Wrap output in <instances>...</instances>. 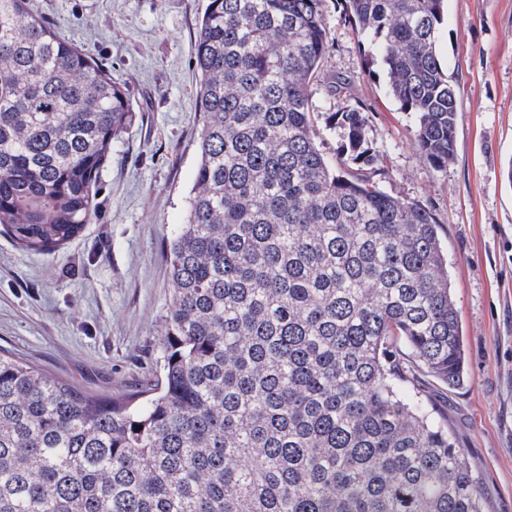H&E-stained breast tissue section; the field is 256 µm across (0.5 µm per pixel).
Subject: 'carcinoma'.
I'll list each match as a JSON object with an SVG mask.
<instances>
[{
    "label": "carcinoma",
    "instance_id": "carcinoma-1",
    "mask_svg": "<svg viewBox=\"0 0 512 512\" xmlns=\"http://www.w3.org/2000/svg\"><path fill=\"white\" fill-rule=\"evenodd\" d=\"M325 2L207 0L159 376L99 396L0 353V512H487L426 391L467 377L437 222L317 142ZM343 2L417 149L447 168V0ZM133 112L30 0H0V225L16 245L49 254L91 223ZM328 120L374 164L361 106Z\"/></svg>",
    "mask_w": 512,
    "mask_h": 512
}]
</instances>
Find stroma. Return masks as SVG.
Returning a JSON list of instances; mask_svg holds the SVG:
<instances>
[{"mask_svg":"<svg viewBox=\"0 0 512 512\" xmlns=\"http://www.w3.org/2000/svg\"><path fill=\"white\" fill-rule=\"evenodd\" d=\"M31 4L126 87L136 118L112 143L81 236L42 255L0 232V349L93 394L135 390L155 373L172 293L166 245L199 157L190 47L206 0ZM326 22L332 48L311 84L318 140L336 154L342 134L325 113L361 104L377 153L367 176L435 216L469 365L463 385L427 391L475 465L489 512H512V0H448L438 50L459 116L441 171L415 146L413 116L370 68L342 0H327ZM336 79L350 81L348 93L329 96Z\"/></svg>","mask_w":512,"mask_h":512,"instance_id":"1","label":"stroma"}]
</instances>
